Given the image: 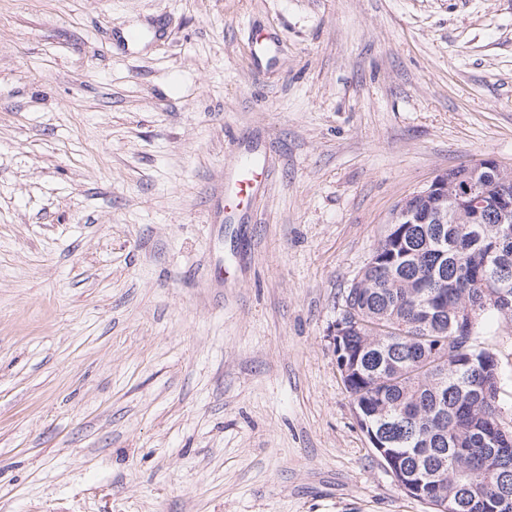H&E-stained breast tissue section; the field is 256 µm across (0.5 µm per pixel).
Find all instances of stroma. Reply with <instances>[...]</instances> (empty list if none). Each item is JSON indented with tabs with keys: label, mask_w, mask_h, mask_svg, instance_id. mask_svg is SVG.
Instances as JSON below:
<instances>
[{
	"label": "stroma",
	"mask_w": 512,
	"mask_h": 512,
	"mask_svg": "<svg viewBox=\"0 0 512 512\" xmlns=\"http://www.w3.org/2000/svg\"><path fill=\"white\" fill-rule=\"evenodd\" d=\"M242 132L239 221L211 189ZM486 158L512 0H0V512H431L331 336L396 204ZM475 342L510 431L512 317ZM235 160L234 174L226 179L222 177L212 192L224 201L226 210L233 209L243 216L248 213L255 192L264 183L266 170L261 155L254 149L247 153L239 151Z\"/></svg>",
	"instance_id": "stroma-1"
}]
</instances>
